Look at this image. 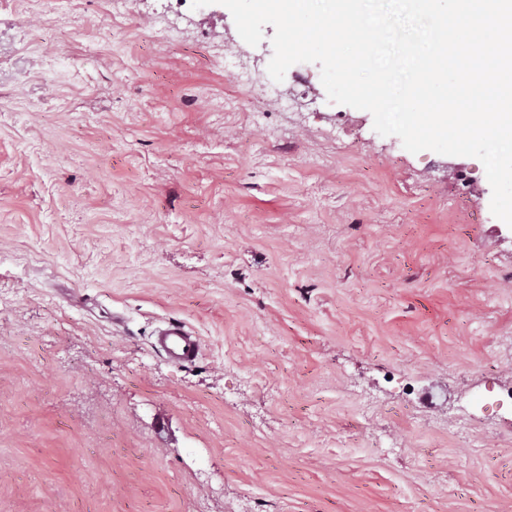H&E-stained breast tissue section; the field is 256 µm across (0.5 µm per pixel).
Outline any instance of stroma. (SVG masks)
<instances>
[{"instance_id":"1","label":"stroma","mask_w":512,"mask_h":512,"mask_svg":"<svg viewBox=\"0 0 512 512\" xmlns=\"http://www.w3.org/2000/svg\"><path fill=\"white\" fill-rule=\"evenodd\" d=\"M0 0V512H512V227L473 157L267 76L223 5ZM200 358L152 348L168 320Z\"/></svg>"}]
</instances>
